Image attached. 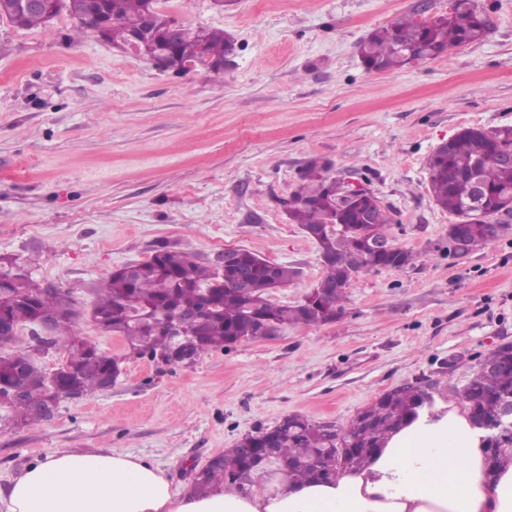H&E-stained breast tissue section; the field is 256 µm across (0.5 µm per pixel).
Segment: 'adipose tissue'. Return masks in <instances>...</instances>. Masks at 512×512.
<instances>
[{
	"mask_svg": "<svg viewBox=\"0 0 512 512\" xmlns=\"http://www.w3.org/2000/svg\"><path fill=\"white\" fill-rule=\"evenodd\" d=\"M486 433L467 408L439 402L403 424L366 467L331 481L275 477L261 492L175 493L144 458L102 449L57 451L29 464L0 512H512V462L490 471Z\"/></svg>",
	"mask_w": 512,
	"mask_h": 512,
	"instance_id": "obj_1",
	"label": "adipose tissue"
}]
</instances>
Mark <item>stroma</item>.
<instances>
[{
  "label": "stroma",
  "instance_id": "obj_1",
  "mask_svg": "<svg viewBox=\"0 0 512 512\" xmlns=\"http://www.w3.org/2000/svg\"><path fill=\"white\" fill-rule=\"evenodd\" d=\"M489 32L427 63L367 71L369 31L425 20L449 0H159L185 26L238 45L223 79L176 74L75 33L67 13L19 29L0 19V255L34 256L36 278L71 291L84 337L124 355L89 317L93 285L170 243L197 260L242 248L299 269L272 298L301 301L324 274L285 200L310 160L365 177L391 206L390 233L417 260L353 279L336 321L206 354L190 367L126 357L111 390L61 402L33 427L0 407V488L48 453L145 458L173 491L190 466L289 414L343 427L420 378L460 391L512 343V233L457 259L454 215L428 191L427 159L463 128L512 125V0H476Z\"/></svg>",
  "mask_w": 512,
  "mask_h": 512
}]
</instances>
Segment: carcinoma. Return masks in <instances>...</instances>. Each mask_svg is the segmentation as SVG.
<instances>
[{"label":"carcinoma","mask_w":512,"mask_h":512,"mask_svg":"<svg viewBox=\"0 0 512 512\" xmlns=\"http://www.w3.org/2000/svg\"><path fill=\"white\" fill-rule=\"evenodd\" d=\"M17 0L0 3V18L17 28L31 29L46 24L39 12H20L13 8ZM158 0H64L65 11L78 24L94 17L109 22L107 42L120 46L145 29L149 12H154L155 52L160 59L181 62L208 60L205 71L216 77L236 54V42L221 28L180 26L168 33L171 20L157 9ZM486 18L472 0H451L448 12L419 21L402 17L389 26L372 30L358 45L366 69L389 72L414 63L434 59L453 50L477 43L486 37ZM512 150V126L487 130L465 128L452 137L447 147L434 152L427 161L429 192L435 204L463 218L473 193V175L484 187V211L493 215L512 203V165L499 162L495 154ZM485 157L475 167L478 154ZM331 165L317 159L309 161L288 198L289 219L317 244L324 275L317 288L295 304H280L271 294L288 284L298 270L286 264L270 262L257 254L235 250L224 265L199 262L190 253L163 244L150 258L132 266L118 267L100 281L91 319L96 328L125 342L127 355L152 362L175 348L171 337L157 331L153 323L180 314L196 313L198 321L181 340V346L195 358L230 348L237 341L254 340L266 324L313 326L336 320L346 298L345 290L354 279L344 259L348 250H364L367 225L363 215L370 214L372 228L389 235L392 209L371 199L343 207V185L330 175ZM512 226L493 227L477 222L457 239L459 248L468 252L505 236ZM417 255L397 246L392 251L369 259L373 267L405 268L415 265ZM248 277L249 288L236 287L240 276ZM320 288L333 293L323 297ZM80 314L70 292L47 297L16 257L0 256V319L11 328L33 325L39 318H50L52 347L64 359L65 371L55 380L32 358L31 345H18L9 337L10 346L0 351V393L19 388L10 400L13 422L18 427L37 425L46 420L39 412L47 401L60 403L79 393L91 397L103 392L102 380L112 372L119 356L90 342L77 327ZM423 395L419 385L403 384L383 393L374 403L358 411L345 427L327 428L321 422L292 414L270 429L243 436L233 447L215 455L193 477V491L208 496L234 484L249 481L246 461L249 449L263 447L272 436L281 461L288 466L291 483L332 480L346 469L369 463L378 448L403 422L416 416L417 399ZM462 398L470 415L487 427L490 463L499 462L505 449H512V434L500 432L504 406L512 405V344L502 345L479 361L478 369L466 385Z\"/></svg>","instance_id":"carcinoma-1"}]
</instances>
